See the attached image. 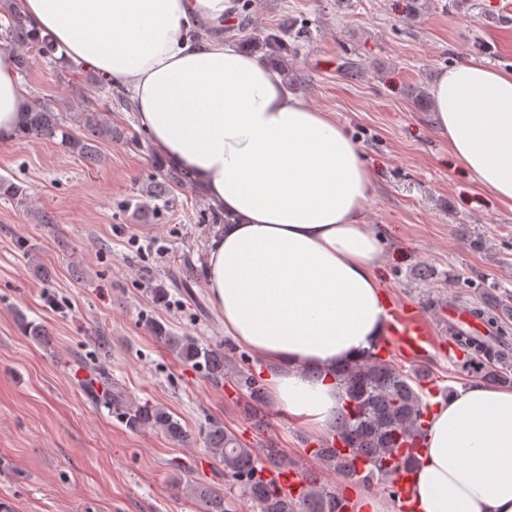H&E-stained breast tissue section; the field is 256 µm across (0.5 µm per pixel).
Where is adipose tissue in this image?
<instances>
[{"mask_svg":"<svg viewBox=\"0 0 512 512\" xmlns=\"http://www.w3.org/2000/svg\"><path fill=\"white\" fill-rule=\"evenodd\" d=\"M30 28L104 73L169 165L227 222L205 279L226 335L276 368L273 402L315 435L342 404L329 370L386 332L384 243L366 220L372 174L329 113L291 96L260 57L225 44L235 0H15ZM433 120L488 192L512 201V72L479 61L440 72ZM26 108L0 51V144ZM312 369L322 378L309 377ZM416 512H512V390L477 383L430 417L412 479Z\"/></svg>","mask_w":512,"mask_h":512,"instance_id":"ef3b65f1","label":"adipose tissue"}]
</instances>
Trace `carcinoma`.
Returning a JSON list of instances; mask_svg holds the SVG:
<instances>
[{"label": "carcinoma", "instance_id": "carcinoma-1", "mask_svg": "<svg viewBox=\"0 0 512 512\" xmlns=\"http://www.w3.org/2000/svg\"><path fill=\"white\" fill-rule=\"evenodd\" d=\"M3 17L6 23H0V39L15 54L20 68L27 66L29 54L34 50L44 56L56 51L54 41L29 28L19 14L9 10ZM253 48L279 58L278 65L288 70L287 62L280 59L288 51L283 35L268 33L255 42ZM70 110L73 113L71 126L51 108L34 101L25 109L18 136L29 140H57L73 154L90 161L98 156L99 142L127 139L124 129L112 125L109 110L94 107L81 93H76V99L70 102ZM188 180L190 175L182 170H167L162 181L142 188V198L134 203L133 213L145 222L162 211L177 210L182 202L175 191ZM0 195L20 203L28 198L23 185L7 178L0 179ZM148 326L155 338L175 352L183 364L204 370L216 381L224 378L228 363L223 353L201 345L192 336H175L158 321L150 320ZM331 377L343 392L344 404L336 414L331 435L311 450V457L355 483L368 484L375 478L388 481L393 478L395 467L413 470L418 456L399 457L396 452L407 443L425 442L428 421L425 420L427 404L423 399L421 374H407L391 362L381 360L371 349L362 359L336 367ZM235 383L247 399L254 427L264 432L267 422L262 408L266 391L261 376L250 368L240 369L236 372ZM104 402L121 410L125 424L132 430L151 428L176 441L187 439L180 421L163 406L148 402L127 405L119 394L110 391ZM338 443L351 449V454L339 455ZM207 446L224 464V476L239 486L241 495L247 497L254 512H343L345 495L336 486L319 482L314 475L304 494L294 497L279 491L275 474L288 465V457L278 448H251L217 423L208 432ZM359 456L369 461V466L362 471L355 464ZM194 494L204 504V512H230L233 497L228 492L198 486Z\"/></svg>", "mask_w": 512, "mask_h": 512}]
</instances>
